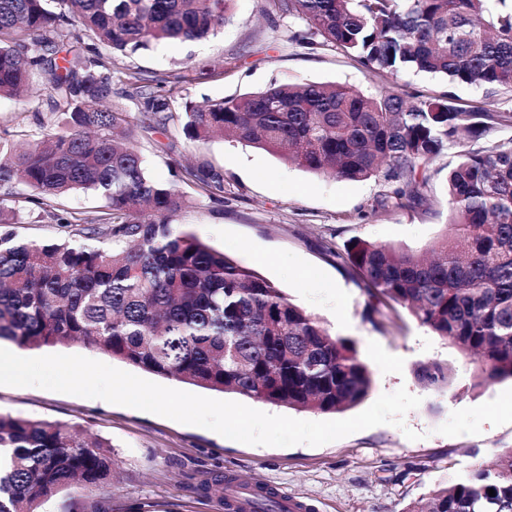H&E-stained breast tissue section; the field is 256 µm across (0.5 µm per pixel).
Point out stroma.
Wrapping results in <instances>:
<instances>
[{"label":"stroma","mask_w":512,"mask_h":512,"mask_svg":"<svg viewBox=\"0 0 512 512\" xmlns=\"http://www.w3.org/2000/svg\"><path fill=\"white\" fill-rule=\"evenodd\" d=\"M232 13L223 31L207 40L159 42L131 55L111 54L113 106L135 112L123 81L135 71L172 87L177 113L189 103L306 83L347 85L367 94L392 84L411 93L449 91L461 103L512 113L508 93L489 97L477 86L451 85L426 73L380 77L340 51L300 44L294 35L304 21L278 12L271 0H234ZM47 109L44 95L0 98V135L34 130L35 113ZM139 147L151 176L175 184L186 196L180 223L275 284L333 335L354 342L372 387L343 418L402 387L421 403L401 428L380 425L320 446L273 447L240 443L102 399L0 385V413L77 425L112 444L117 474L110 486L69 487L45 498L39 512H91L97 504L106 512H224L222 494L203 493L202 486L233 475L300 500L310 512H404L433 488L512 448V381L476 386V364L408 311L371 323L363 286L339 256L344 243L356 237L419 252L440 238L448 223L443 183L455 148L431 162L423 202L402 209L378 207L390 190L381 180L314 174L232 139L194 142L178 120ZM198 159L223 169V200L182 182L184 166ZM13 192L19 222L12 230L22 240L74 234L73 218L93 216L102 206L90 192H74L49 206L37 204L24 184ZM434 362L448 367L450 386L419 380L418 368ZM408 429L418 432V440L405 437Z\"/></svg>","instance_id":"stroma-1"}]
</instances>
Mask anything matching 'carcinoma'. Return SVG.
I'll return each mask as SVG.
<instances>
[{
    "label": "carcinoma",
    "mask_w": 512,
    "mask_h": 512,
    "mask_svg": "<svg viewBox=\"0 0 512 512\" xmlns=\"http://www.w3.org/2000/svg\"><path fill=\"white\" fill-rule=\"evenodd\" d=\"M233 0H0V97L44 92L24 144H0V224L24 183L43 199L75 190L104 202L78 219L85 241H23L0 232V340L22 348L82 342L181 383L320 413L342 412L371 389L354 343L178 222L180 192L155 180L135 147L173 119L172 89L128 74L138 118L105 106L112 66L97 45L135 53L221 30ZM307 27L295 39L331 46L368 71L404 70L512 93V0H273ZM509 112L465 107L448 93L400 86L281 84L185 106L195 142L232 136L315 174L381 178L380 201L412 208L427 165L463 140L448 170L449 223L424 254L352 238L342 259L362 280L369 317L400 306L478 363L475 385L512 380V141L487 143ZM184 179L214 196L224 171L206 161ZM449 383L440 364L418 372ZM112 444L74 425L0 414V512H38L74 484H107ZM494 496H489V490ZM405 512H512V448L497 461L410 502Z\"/></svg>",
    "instance_id": "1"
}]
</instances>
